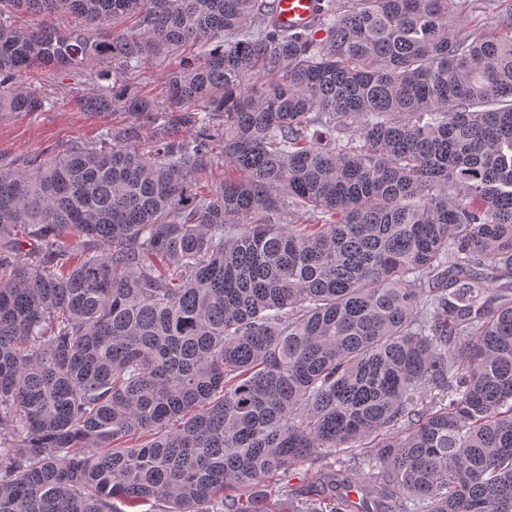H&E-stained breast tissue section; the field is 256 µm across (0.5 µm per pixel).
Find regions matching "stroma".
<instances>
[{
    "label": "stroma",
    "instance_id": "35a3bbf8",
    "mask_svg": "<svg viewBox=\"0 0 512 512\" xmlns=\"http://www.w3.org/2000/svg\"><path fill=\"white\" fill-rule=\"evenodd\" d=\"M47 104L43 111L0 115V158L42 161L75 144L95 143L111 128L112 114L81 111L78 95L98 91L91 72L64 76L43 70L34 77Z\"/></svg>",
    "mask_w": 512,
    "mask_h": 512
}]
</instances>
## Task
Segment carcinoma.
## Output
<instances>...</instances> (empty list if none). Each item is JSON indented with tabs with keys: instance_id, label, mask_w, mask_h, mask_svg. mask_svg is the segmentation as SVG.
<instances>
[{
	"instance_id": "carcinoma-1",
	"label": "carcinoma",
	"mask_w": 512,
	"mask_h": 512,
	"mask_svg": "<svg viewBox=\"0 0 512 512\" xmlns=\"http://www.w3.org/2000/svg\"><path fill=\"white\" fill-rule=\"evenodd\" d=\"M275 2L0 0V112L125 117L0 161V512H512V6ZM274 21L287 30H298L314 20L319 7L318 0H277ZM177 60H179V58L170 57L149 61L138 70L128 74L127 82L133 88H137L141 92L149 93V95L153 96L158 95V97H160L164 87V76L170 68L175 66ZM33 82L41 86L48 101L46 108L42 112L0 115V158L42 162L72 145H92L112 127V122L122 119V115L112 116V112L80 110L77 97L100 92L90 70L63 76L46 69L39 71ZM354 453L345 452V450L336 451V455L324 456L317 459H311L302 463H298L290 468L287 474V480L296 485L304 484L306 473L316 471L321 467L331 466L332 469H340L349 464H354L357 459H353Z\"/></svg>"
}]
</instances>
